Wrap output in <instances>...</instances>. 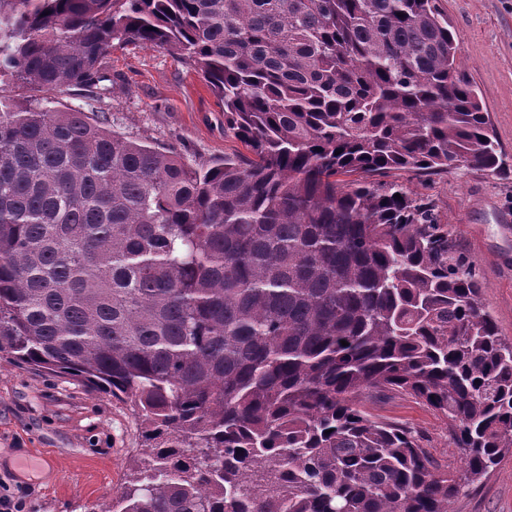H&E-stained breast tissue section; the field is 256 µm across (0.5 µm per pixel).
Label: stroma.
Segmentation results:
<instances>
[{
  "mask_svg": "<svg viewBox=\"0 0 512 512\" xmlns=\"http://www.w3.org/2000/svg\"><path fill=\"white\" fill-rule=\"evenodd\" d=\"M455 28L461 67L476 85L508 165L512 166V0H438ZM104 79L88 89L53 92L0 83V96L55 109L97 113L116 133L216 163L241 151L224 136V110L194 69L173 53L142 44L112 50ZM391 180L427 197L482 284L481 299L501 336L512 340V175L465 169L437 175L395 171ZM374 415L421 433L439 464L463 466L448 445V422L410 397L375 394ZM139 427L126 407L78 381L14 366L0 358V494L23 512H88L111 500L142 458ZM450 512H512V453L465 487Z\"/></svg>",
  "mask_w": 512,
  "mask_h": 512,
  "instance_id": "obj_1",
  "label": "stroma"
}]
</instances>
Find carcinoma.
Returning a JSON list of instances; mask_svg holds the SVG:
<instances>
[{
    "instance_id": "carcinoma-1",
    "label": "carcinoma",
    "mask_w": 512,
    "mask_h": 512,
    "mask_svg": "<svg viewBox=\"0 0 512 512\" xmlns=\"http://www.w3.org/2000/svg\"><path fill=\"white\" fill-rule=\"evenodd\" d=\"M134 41L200 73L246 152L0 98V355L130 406L148 454L93 512H448L454 473L363 406L448 419L472 483L512 451V342L434 203L382 180L507 172L448 15L0 0V82L91 87Z\"/></svg>"
}]
</instances>
